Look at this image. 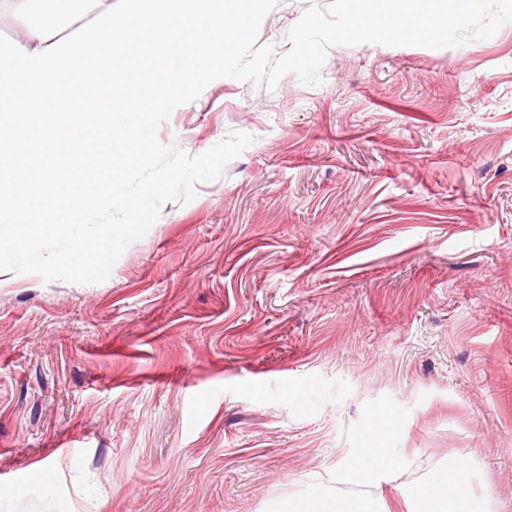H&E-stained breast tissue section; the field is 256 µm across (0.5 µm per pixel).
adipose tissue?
Listing matches in <instances>:
<instances>
[{
    "instance_id": "obj_1",
    "label": "adipose tissue",
    "mask_w": 512,
    "mask_h": 512,
    "mask_svg": "<svg viewBox=\"0 0 512 512\" xmlns=\"http://www.w3.org/2000/svg\"><path fill=\"white\" fill-rule=\"evenodd\" d=\"M403 463L390 458L385 448L372 446L356 449L349 464L336 475L340 484L359 486L357 495L313 487L306 501L291 512H383L378 489L382 481L397 479ZM401 496L425 504L426 512H485L475 497L468 464L448 469L435 480L399 485Z\"/></svg>"
}]
</instances>
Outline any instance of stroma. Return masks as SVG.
Returning <instances> with one entry per match:
<instances>
[{"label":"stroma","mask_w":512,"mask_h":512,"mask_svg":"<svg viewBox=\"0 0 512 512\" xmlns=\"http://www.w3.org/2000/svg\"><path fill=\"white\" fill-rule=\"evenodd\" d=\"M311 1L280 0L260 43L288 51ZM321 79L219 78L178 107L163 144L253 142L106 280L0 272L13 512H288L383 412L403 482L468 451L512 512V22L334 46Z\"/></svg>","instance_id":"stroma-1"}]
</instances>
